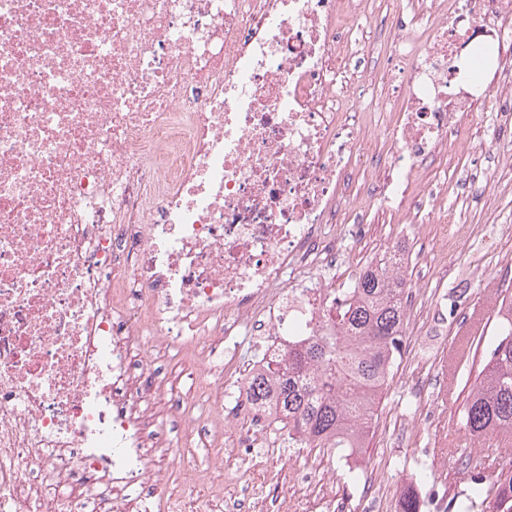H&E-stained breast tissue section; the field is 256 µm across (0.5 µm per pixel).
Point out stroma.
Masks as SVG:
<instances>
[{
    "mask_svg": "<svg viewBox=\"0 0 512 512\" xmlns=\"http://www.w3.org/2000/svg\"><path fill=\"white\" fill-rule=\"evenodd\" d=\"M494 106L491 98L477 105L462 129L460 143L449 145L447 158L421 173L422 181L438 186V202L447 208L450 219L476 227L473 237L442 253L427 231L403 226V214L375 204L364 214L369 234L343 242L335 269L318 277L327 287H339L372 258L394 248L405 259L402 272L409 289L424 298L421 306L406 310V345L357 463L348 464L326 448L289 447L286 431L272 416L253 415L244 421L259 433L249 463L227 460L223 473L214 475L208 485H188L179 469H172L171 491L189 497L208 493L212 485L231 477L245 482L263 477L271 486L292 491L311 487V495L301 497L297 512H395L408 490L416 495L418 512H455V500L469 493L467 464L491 475L504 463L500 439L473 440L461 423L460 405L477 381L482 356L461 367L455 406L438 398L442 356L468 329L474 312H483L488 335H496L502 302L496 285L512 275L502 264L512 244L499 240L496 232L497 225L512 223V169L496 161L497 150L512 146V138H492L489 116ZM421 252L434 263H447V280L434 279L419 264ZM451 432L458 435L460 450L450 462L438 457L437 444Z\"/></svg>",
    "mask_w": 512,
    "mask_h": 512,
    "instance_id": "stroma-1",
    "label": "stroma"
}]
</instances>
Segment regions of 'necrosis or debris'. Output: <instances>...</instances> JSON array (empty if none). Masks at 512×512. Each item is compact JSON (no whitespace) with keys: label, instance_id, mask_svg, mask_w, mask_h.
Listing matches in <instances>:
<instances>
[{"label":"necrosis or debris","instance_id":"necrosis-or-debris-1","mask_svg":"<svg viewBox=\"0 0 512 512\" xmlns=\"http://www.w3.org/2000/svg\"><path fill=\"white\" fill-rule=\"evenodd\" d=\"M362 2L0 0V512H221L167 490L181 438L213 472L253 451L210 346L263 336L271 360L320 329L335 291L287 275L334 265L364 202L422 206L480 101L512 127L503 0L398 13L386 66L360 60ZM370 155L385 176L349 198ZM161 348L194 358L210 410L168 399ZM165 401L179 435L150 413Z\"/></svg>","mask_w":512,"mask_h":512}]
</instances>
